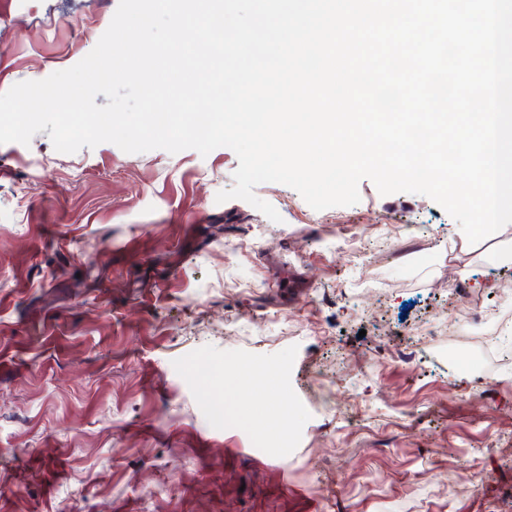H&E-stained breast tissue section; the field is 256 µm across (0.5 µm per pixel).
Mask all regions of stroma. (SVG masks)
Returning <instances> with one entry per match:
<instances>
[{"mask_svg": "<svg viewBox=\"0 0 512 512\" xmlns=\"http://www.w3.org/2000/svg\"><path fill=\"white\" fill-rule=\"evenodd\" d=\"M117 6L0 0V93L79 62ZM238 166L0 144V512H512V331L478 369L445 354L481 348L473 302L512 317V264L368 179L321 211L258 185L278 223L217 203ZM235 388L248 425L215 423Z\"/></svg>", "mask_w": 512, "mask_h": 512, "instance_id": "stroma-1", "label": "stroma"}]
</instances>
